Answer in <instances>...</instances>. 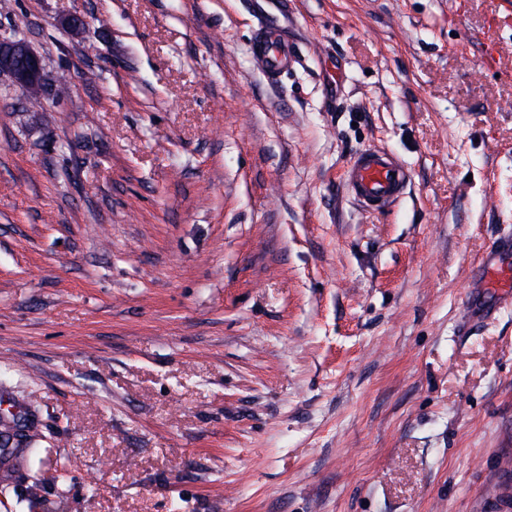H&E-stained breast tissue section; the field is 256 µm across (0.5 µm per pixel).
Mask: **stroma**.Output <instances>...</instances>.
Returning a JSON list of instances; mask_svg holds the SVG:
<instances>
[{"label":"stroma","mask_w":512,"mask_h":512,"mask_svg":"<svg viewBox=\"0 0 512 512\" xmlns=\"http://www.w3.org/2000/svg\"><path fill=\"white\" fill-rule=\"evenodd\" d=\"M1 35L45 88L0 75V512H512V303L472 285L512 0H0ZM373 147L410 182L368 212ZM250 52L254 70L275 86L295 63L296 43L277 24L260 20L253 32ZM0 74L9 76L17 85L40 91L44 72L41 58L27 42L16 36L0 37ZM408 182L406 169L386 150L377 148L360 153L350 165L346 179L350 194L368 211L398 201Z\"/></svg>","instance_id":"35a3bbf8"}]
</instances>
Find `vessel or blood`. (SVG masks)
Returning a JSON list of instances; mask_svg holds the SVG:
<instances>
[{"instance_id":"b4317fda","label":"vessel or blood","mask_w":512,"mask_h":512,"mask_svg":"<svg viewBox=\"0 0 512 512\" xmlns=\"http://www.w3.org/2000/svg\"><path fill=\"white\" fill-rule=\"evenodd\" d=\"M253 68L270 85H278L296 59V45L275 23L259 21L250 47ZM409 182L406 169L386 150L368 149L360 153L348 169L346 184L350 194L366 210L387 207L403 195ZM512 257V240L492 244L483 259L487 274L498 273L504 259Z\"/></svg>"}]
</instances>
